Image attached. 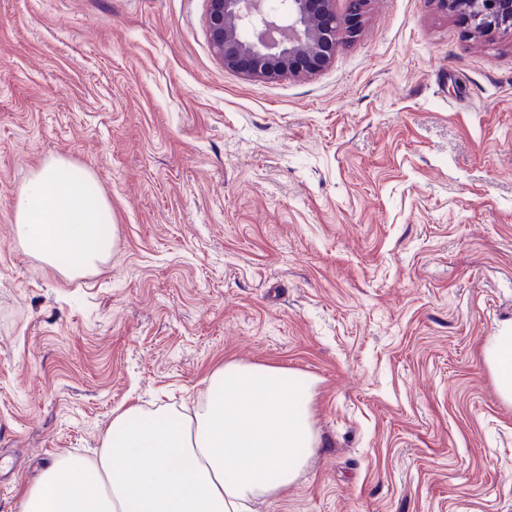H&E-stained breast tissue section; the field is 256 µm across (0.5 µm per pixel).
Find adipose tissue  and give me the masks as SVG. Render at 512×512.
I'll list each match as a JSON object with an SVG mask.
<instances>
[{
  "label": "adipose tissue",
  "instance_id": "adipose-tissue-1",
  "mask_svg": "<svg viewBox=\"0 0 512 512\" xmlns=\"http://www.w3.org/2000/svg\"><path fill=\"white\" fill-rule=\"evenodd\" d=\"M13 223L27 253L68 277L92 271L114 245L111 202L87 170L60 158L25 181ZM484 360L511 403L512 321ZM310 403L286 369L226 363L207 378L194 413L120 411L98 455L50 466L21 512H247L255 498L280 496L305 466L317 444Z\"/></svg>",
  "mask_w": 512,
  "mask_h": 512
}]
</instances>
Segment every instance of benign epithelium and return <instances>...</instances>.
<instances>
[{"instance_id":"1","label":"benign epithelium","mask_w":512,"mask_h":512,"mask_svg":"<svg viewBox=\"0 0 512 512\" xmlns=\"http://www.w3.org/2000/svg\"><path fill=\"white\" fill-rule=\"evenodd\" d=\"M211 45L224 68L275 80L306 76L328 67L337 47L361 31L369 0H349L346 14L332 0H288L273 11L267 0H208ZM460 12L469 30L484 35L512 31V0H435Z\"/></svg>"}]
</instances>
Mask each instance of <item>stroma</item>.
Here are the masks:
<instances>
[{
	"label": "stroma",
	"mask_w": 512,
	"mask_h": 512,
	"mask_svg": "<svg viewBox=\"0 0 512 512\" xmlns=\"http://www.w3.org/2000/svg\"><path fill=\"white\" fill-rule=\"evenodd\" d=\"M208 0H0V512L118 409L202 401L227 362L311 382L317 445L250 512H512V34L370 0L307 77L224 68ZM62 157L112 203L62 276L14 240ZM484 361L491 370L497 392L506 402H512V321L505 322L499 335L484 348Z\"/></svg>",
	"instance_id": "obj_1"
}]
</instances>
